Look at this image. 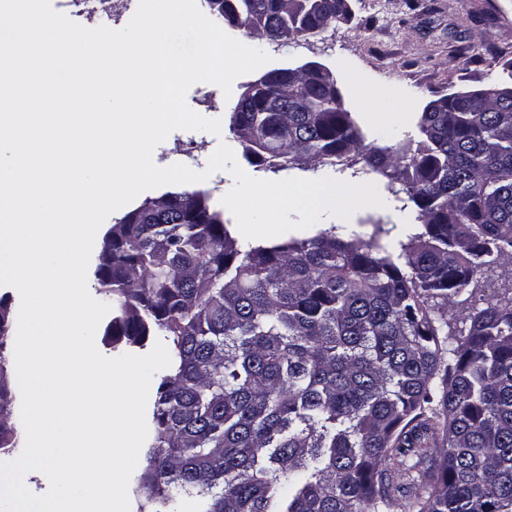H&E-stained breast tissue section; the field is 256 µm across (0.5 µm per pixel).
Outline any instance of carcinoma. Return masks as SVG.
<instances>
[{
  "label": "carcinoma",
  "mask_w": 512,
  "mask_h": 512,
  "mask_svg": "<svg viewBox=\"0 0 512 512\" xmlns=\"http://www.w3.org/2000/svg\"><path fill=\"white\" fill-rule=\"evenodd\" d=\"M223 25L263 19L276 39L343 19L338 0H219ZM284 118L248 96L229 129L249 164L273 172L362 165L417 223L366 239L336 224L262 244L232 235L208 195L145 199L112 225L95 276L112 295L105 338L158 333L173 358L152 413L137 492L154 512H406L388 461L429 458L413 512H512V296L470 301L467 334H446L454 299L512 253V99L423 112L421 139L364 144L328 85L288 88ZM0 299V450L18 447Z\"/></svg>",
  "instance_id": "obj_1"
}]
</instances>
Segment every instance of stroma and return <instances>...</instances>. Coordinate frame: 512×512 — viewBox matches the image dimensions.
<instances>
[{
	"label": "stroma",
	"instance_id": "1",
	"mask_svg": "<svg viewBox=\"0 0 512 512\" xmlns=\"http://www.w3.org/2000/svg\"><path fill=\"white\" fill-rule=\"evenodd\" d=\"M350 0L352 17L319 35L287 41L253 38L240 29L230 36L262 49L272 57L271 68L317 62L329 68L343 103L361 128L366 142L378 132L396 139H419V112L432 100L460 91L512 84V0ZM250 72L238 77L231 96L213 83L193 84L188 106L201 116L222 123L220 134L176 130L153 152L157 166L180 162L184 141L198 144L197 164L206 168L219 144L234 153L242 148L228 127L231 113L251 82ZM385 208L356 211L345 223L346 234L368 235L369 220L388 224L401 235L414 223L416 212L385 195Z\"/></svg>",
	"mask_w": 512,
	"mask_h": 512
}]
</instances>
